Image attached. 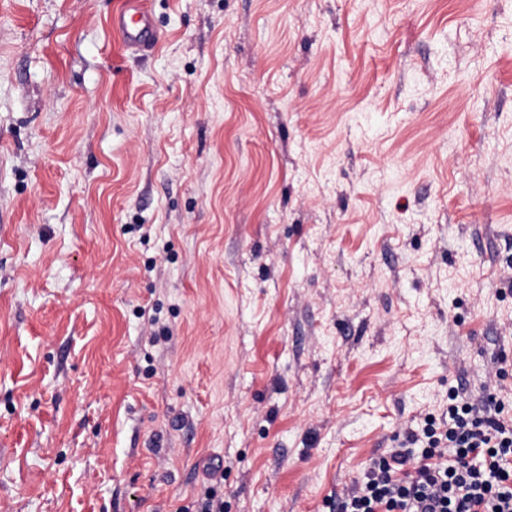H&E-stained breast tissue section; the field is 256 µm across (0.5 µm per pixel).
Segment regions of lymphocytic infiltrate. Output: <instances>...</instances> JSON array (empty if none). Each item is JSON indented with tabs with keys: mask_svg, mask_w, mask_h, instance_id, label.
<instances>
[{
	"mask_svg": "<svg viewBox=\"0 0 512 512\" xmlns=\"http://www.w3.org/2000/svg\"><path fill=\"white\" fill-rule=\"evenodd\" d=\"M419 458L392 449L336 501V512H512V392L448 398Z\"/></svg>",
	"mask_w": 512,
	"mask_h": 512,
	"instance_id": "lymphocytic-infiltrate-1",
	"label": "lymphocytic infiltrate"
}]
</instances>
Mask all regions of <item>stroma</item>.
Instances as JSON below:
<instances>
[{"label":"stroma","instance_id":"stroma-1","mask_svg":"<svg viewBox=\"0 0 512 512\" xmlns=\"http://www.w3.org/2000/svg\"><path fill=\"white\" fill-rule=\"evenodd\" d=\"M0 0V512H329L512 385V0ZM112 29L127 50L146 51L157 44V33L143 0H125L112 15Z\"/></svg>","mask_w":512,"mask_h":512}]
</instances>
